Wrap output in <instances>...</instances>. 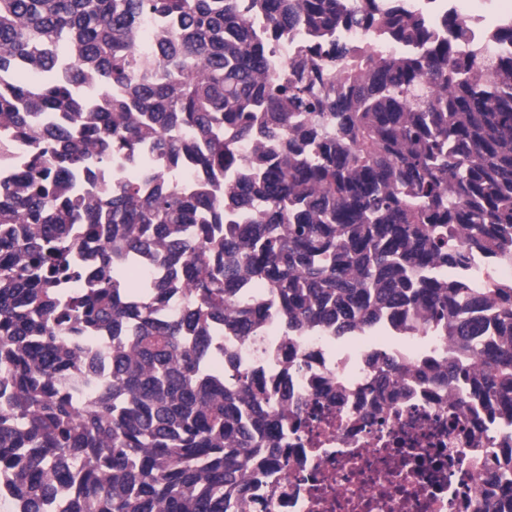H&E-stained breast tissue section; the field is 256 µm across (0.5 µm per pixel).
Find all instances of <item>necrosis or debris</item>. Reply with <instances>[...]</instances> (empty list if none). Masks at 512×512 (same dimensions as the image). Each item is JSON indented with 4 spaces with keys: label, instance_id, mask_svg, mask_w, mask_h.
Returning a JSON list of instances; mask_svg holds the SVG:
<instances>
[{
    "label": "necrosis or debris",
    "instance_id": "obj_1",
    "mask_svg": "<svg viewBox=\"0 0 512 512\" xmlns=\"http://www.w3.org/2000/svg\"><path fill=\"white\" fill-rule=\"evenodd\" d=\"M485 0L476 14L459 0H382L423 13L439 37L442 19L459 12L473 42L504 21ZM243 298L263 315L258 336L221 335L238 367L268 385L288 380L295 399L280 430L275 462L253 463L247 498L228 512H476L501 494L493 450L512 438V418L470 402L449 405L432 368L443 360L435 337L392 320L375 331L339 336L310 328L291 336L280 302L253 284ZM409 366L403 382L385 378V361Z\"/></svg>",
    "mask_w": 512,
    "mask_h": 512
}]
</instances>
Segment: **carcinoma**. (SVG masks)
Returning a JSON list of instances; mask_svg holds the SVG:
<instances>
[{"instance_id":"carcinoma-1","label":"carcinoma","mask_w":512,"mask_h":512,"mask_svg":"<svg viewBox=\"0 0 512 512\" xmlns=\"http://www.w3.org/2000/svg\"><path fill=\"white\" fill-rule=\"evenodd\" d=\"M0 0V475L11 512H226L247 463L272 459L288 382L230 376L220 331L249 338L266 285L286 326L338 335L386 311L475 359L442 376L512 414V287L437 268L512 261V25L477 47L450 14L373 0ZM171 25L144 56L136 23ZM303 25L335 61L269 66ZM357 27L369 48L328 42ZM418 47L409 55L391 43ZM46 72L41 83L6 77ZM115 94L90 97L85 86ZM256 149L241 166L236 146ZM159 166L101 180L112 158ZM191 165L187 192L171 169ZM129 258L163 277L120 279ZM174 293L185 309L164 319ZM490 259L481 252H477L471 256L470 262L465 268H445L442 272L444 278L447 279H466L475 288L482 287L487 280L488 267Z\"/></svg>"}]
</instances>
